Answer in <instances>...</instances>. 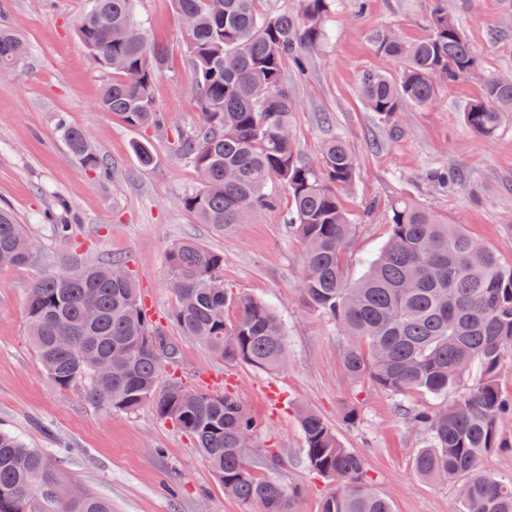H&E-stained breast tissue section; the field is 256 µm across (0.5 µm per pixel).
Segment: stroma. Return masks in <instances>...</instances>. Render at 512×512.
<instances>
[{
	"instance_id": "1",
	"label": "stroma",
	"mask_w": 512,
	"mask_h": 512,
	"mask_svg": "<svg viewBox=\"0 0 512 512\" xmlns=\"http://www.w3.org/2000/svg\"><path fill=\"white\" fill-rule=\"evenodd\" d=\"M445 4L483 74H512V0ZM88 5L89 0H0V24L14 29L28 47L19 66L0 72V204L14 211L36 246L32 264L0 269V429L61 465L71 485L111 500L112 512H256L254 505L225 496L194 438L160 420L152 406L115 412L89 403L82 384L61 389L44 371L27 330L33 283L72 264L121 258L151 325L179 350L161 385L237 393L259 425L256 445L277 449L283 481L304 489L293 512H321L323 498L335 487L306 462L298 418L304 407L364 458L370 482L395 512H461L458 484L435 485L414 470L425 434L404 422L395 397L371 381L347 377L343 338L331 321L300 301L304 249L283 221L288 201L224 235L185 209L183 200L199 189L200 178L175 142L200 117L185 53L188 33L172 0L136 3L137 23L168 51V66L154 87L164 124L147 130L128 126L98 105L107 76L76 34ZM430 7V0H364L358 13L351 0H336L327 20L329 37L306 55L303 70L285 69L297 101L292 133L302 155L317 162L319 145L336 137L357 159L354 186L339 194L354 224L347 250L354 279L364 272L363 258L386 242L387 208L400 195L447 223L463 225L512 264V120L491 139L466 127L462 105L479 94L480 80L440 86L432 104L405 107L389 121L368 111L360 96L364 72L393 69L372 48L370 33L386 28L419 39ZM64 124L86 133L109 168L107 177L95 178L67 150ZM141 141L150 145L151 165L136 156L134 146ZM432 168L455 171V190L428 183ZM49 212L71 224L70 237H59L47 224ZM188 239L223 253L226 287L275 307L288 344L283 370L267 373L217 358L174 325L166 256ZM347 406L356 408V423L343 420Z\"/></svg>"
}]
</instances>
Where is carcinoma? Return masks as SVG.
Here are the masks:
<instances>
[{"mask_svg": "<svg viewBox=\"0 0 512 512\" xmlns=\"http://www.w3.org/2000/svg\"><path fill=\"white\" fill-rule=\"evenodd\" d=\"M267 0H174L188 31L186 54L199 126L178 138L179 151L198 169L201 188L184 199L199 222L218 233L239 228L289 197L288 233L305 245L299 298L336 325L348 344L343 366L395 397H439L478 371L473 387L436 412L405 403L398 411L430 436L414 458L416 472L457 482L462 512H512V482L489 475L485 456L498 447L500 425L512 420V399L496 376L512 354V264L505 265L460 224H447L407 197L387 210L390 235L365 273L349 279L345 262L352 224L338 192L350 187L357 163L337 139L324 141L316 164L305 161L291 129L294 94L285 67H302V54L326 38L334 0H298L295 13L275 12ZM136 0H91L76 32L92 61L112 74L100 107L137 129L156 128L161 114L153 87L168 55L135 21ZM428 34L408 41L395 31L372 35L375 52L398 67L396 76L367 71L359 87L367 108L390 119L407 105L435 100L437 81L453 86L480 70L478 56L442 6L426 17ZM23 40L0 28V68L12 69ZM467 127L492 138L512 118V78L483 79L463 105ZM72 155L99 178L107 174L86 135L64 126ZM35 246L25 225L0 206V268L30 264ZM224 255L194 241L167 254L171 316L186 336L216 356L277 371L286 361L280 316L265 302L224 286ZM237 315L230 319L229 309ZM28 330L50 380L61 388L85 385L86 400L114 412L149 404L196 440L224 494L258 512H291L301 486L285 485L270 468L279 454L254 449V419L235 394H211L174 382L161 391L163 360L175 347L147 322L139 289L126 263L71 265L37 280L27 299ZM309 467L334 490L321 512H394L368 480L362 456L342 446L312 410L299 413ZM112 512L100 496L63 489L37 449L0 429V512Z\"/></svg>", "mask_w": 512, "mask_h": 512, "instance_id": "obj_1", "label": "carcinoma"}]
</instances>
